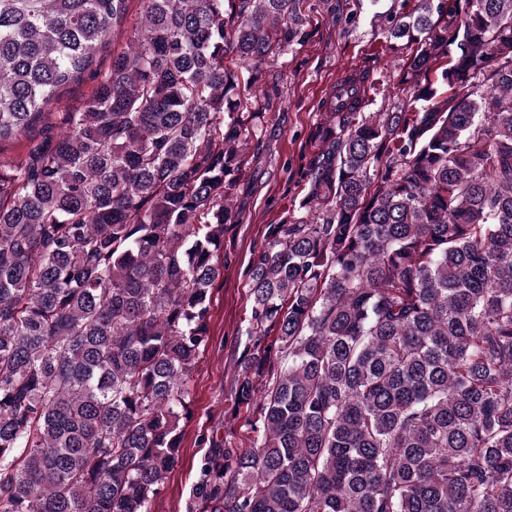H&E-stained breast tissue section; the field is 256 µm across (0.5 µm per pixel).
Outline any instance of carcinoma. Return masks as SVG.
Instances as JSON below:
<instances>
[{
    "mask_svg": "<svg viewBox=\"0 0 512 512\" xmlns=\"http://www.w3.org/2000/svg\"><path fill=\"white\" fill-rule=\"evenodd\" d=\"M0 0V512H151L295 0ZM310 138L248 277V446L197 512H512V0H418ZM111 57L109 53L99 52L96 57L94 68L96 69L95 77H85L83 81L74 84L63 98L62 104L58 106L56 112H74L80 108L82 103L89 97L93 89L100 81L102 76L110 67Z\"/></svg>",
    "mask_w": 512,
    "mask_h": 512,
    "instance_id": "carcinoma-1",
    "label": "carcinoma"
}]
</instances>
